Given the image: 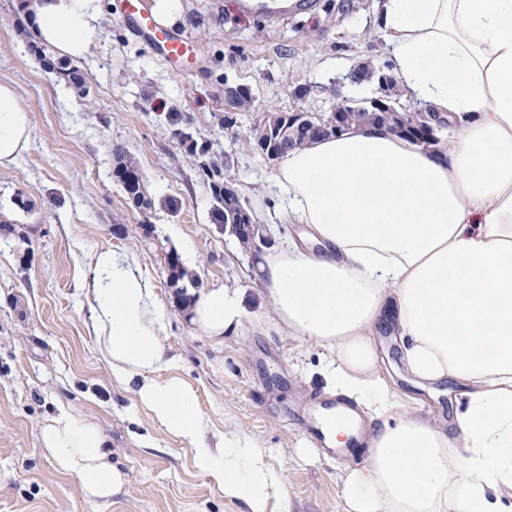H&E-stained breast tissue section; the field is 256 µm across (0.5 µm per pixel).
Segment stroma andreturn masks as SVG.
<instances>
[{
	"label": "stroma",
	"mask_w": 512,
	"mask_h": 512,
	"mask_svg": "<svg viewBox=\"0 0 512 512\" xmlns=\"http://www.w3.org/2000/svg\"><path fill=\"white\" fill-rule=\"evenodd\" d=\"M237 2L183 0L172 29L193 41L194 53L191 73L179 75L124 19L121 0H100L101 35L72 62L87 78L83 96L35 56L21 0H0V82L17 88L32 126L27 151L0 168V512H238L195 468L192 449L110 380L80 284L88 253L114 248L135 258L164 307L162 341L175 366L159 378L192 389L209 432L264 448V463L285 475L293 512H345L343 477L356 461L326 459L288 416L297 401L324 392L325 353L267 322L254 255L225 231L200 167L210 156L227 159L225 181L266 224L276 164L241 141L267 113L322 114L338 98L375 96L372 82L341 80L381 47L373 0H312L276 22L240 13ZM297 82L310 87L300 100ZM236 88L256 107L236 112L228 128L225 95ZM184 119L207 154L173 139ZM119 147L136 158L150 209L135 208L117 178ZM172 252L201 287L244 295L240 329L223 344L192 326L167 264ZM375 339L400 403L454 422L467 402L463 387L416 385L401 365L393 321ZM62 405L105 435L123 476L111 498L86 497L43 450L41 429Z\"/></svg>",
	"instance_id": "1"
}]
</instances>
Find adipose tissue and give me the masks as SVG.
Masks as SVG:
<instances>
[{"label": "adipose tissue", "instance_id": "obj_1", "mask_svg": "<svg viewBox=\"0 0 512 512\" xmlns=\"http://www.w3.org/2000/svg\"><path fill=\"white\" fill-rule=\"evenodd\" d=\"M374 24L407 96L446 124L436 151L364 128L289 151L270 178L279 214L305 225L318 251L268 247L254 275L272 323L326 350L328 385L381 414L399 407L374 333L392 316L406 371L422 384H470L454 432L402 408L369 437L367 463L344 477L347 512H506L512 490V0H375ZM37 39L81 57L100 36L97 0H34ZM16 88L0 82V168L31 141ZM81 288L112 381L134 388L165 429L195 450L239 512H293L284 476L242 437L208 435L192 391L157 380L173 363L164 310L128 253L96 251ZM199 335L237 331L244 298L196 293ZM43 447L85 495L121 486L106 438L60 408Z\"/></svg>", "mask_w": 512, "mask_h": 512}]
</instances>
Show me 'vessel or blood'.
I'll return each mask as SVG.
<instances>
[{
	"label": "vessel or blood",
	"instance_id": "obj_1",
	"mask_svg": "<svg viewBox=\"0 0 512 512\" xmlns=\"http://www.w3.org/2000/svg\"><path fill=\"white\" fill-rule=\"evenodd\" d=\"M307 0H240L243 12L285 14L306 7ZM124 17L138 30L147 32L165 60L176 61L190 57L189 42L170 33L151 13L145 11L142 0H124ZM294 415L314 445L331 458L354 455L361 447L364 426L357 417L356 409L343 401L322 400L311 405L295 408ZM349 426L350 433L342 447L333 446L328 438L332 424Z\"/></svg>",
	"mask_w": 512,
	"mask_h": 512
}]
</instances>
